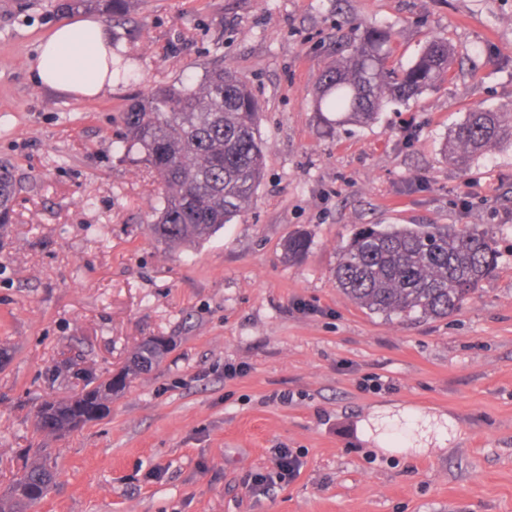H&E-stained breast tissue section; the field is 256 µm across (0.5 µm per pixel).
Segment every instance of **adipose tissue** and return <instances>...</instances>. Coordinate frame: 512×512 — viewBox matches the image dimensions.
<instances>
[{
    "label": "adipose tissue",
    "instance_id": "ef3b65f1",
    "mask_svg": "<svg viewBox=\"0 0 512 512\" xmlns=\"http://www.w3.org/2000/svg\"><path fill=\"white\" fill-rule=\"evenodd\" d=\"M31 72L37 86L80 100L111 92L122 68L111 31L88 16L59 23L39 44Z\"/></svg>",
    "mask_w": 512,
    "mask_h": 512
}]
</instances>
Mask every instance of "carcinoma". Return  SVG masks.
I'll return each mask as SVG.
<instances>
[{"instance_id":"cac0c4a2","label":"carcinoma","mask_w":512,"mask_h":512,"mask_svg":"<svg viewBox=\"0 0 512 512\" xmlns=\"http://www.w3.org/2000/svg\"><path fill=\"white\" fill-rule=\"evenodd\" d=\"M114 2L52 0L50 7L60 15L92 6L115 15ZM391 38L389 31L372 27L355 39L347 56L320 73L315 110L368 124L385 103L405 104L448 79L447 38L429 40L403 70L389 65ZM259 112V101L227 65L209 68L195 84H159L128 106L122 146L128 154L137 151L161 185L155 219L148 225L157 242L169 248L196 245L250 209L265 168ZM502 141L512 144V119L476 109L444 151L466 160ZM20 191L11 168L1 163L0 230L10 223ZM309 247V237L301 233L288 239L284 251L288 260L298 261ZM497 259L494 237L474 226L362 224L340 247L333 277L359 307L386 319L417 322L452 315L493 272ZM169 349L164 338L142 342L122 374L137 376ZM119 392L107 378L69 399L46 400L35 412L36 430H77L106 413ZM53 481L48 458L25 462L0 495V512H29Z\"/></svg>"}]
</instances>
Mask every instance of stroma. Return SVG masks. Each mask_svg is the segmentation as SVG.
I'll list each match as a JSON object with an SVG mask.
<instances>
[{
  "instance_id": "stroma-1",
  "label": "stroma",
  "mask_w": 512,
  "mask_h": 512,
  "mask_svg": "<svg viewBox=\"0 0 512 512\" xmlns=\"http://www.w3.org/2000/svg\"><path fill=\"white\" fill-rule=\"evenodd\" d=\"M47 2L0 0V163L21 185L0 238V492L44 448L55 479L34 512H512V145L444 154L467 112L512 113V0H125L109 27L131 76L96 100L33 83ZM347 19L389 30L399 69L447 36V82L336 125L315 88ZM218 62L260 102L265 176L235 223L171 249L147 230L158 183L121 150L120 114ZM360 224H474L498 264L453 315L390 320L332 275ZM153 336L170 351L107 415L35 432L42 400L82 386L49 369L77 357L102 378ZM279 448L299 472L279 475Z\"/></svg>"
}]
</instances>
